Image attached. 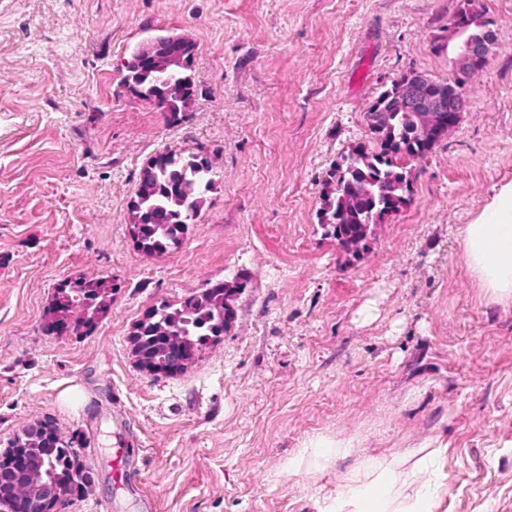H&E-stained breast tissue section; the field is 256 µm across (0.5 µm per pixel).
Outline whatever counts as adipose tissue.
I'll return each instance as SVG.
<instances>
[{
    "mask_svg": "<svg viewBox=\"0 0 512 512\" xmlns=\"http://www.w3.org/2000/svg\"><path fill=\"white\" fill-rule=\"evenodd\" d=\"M466 267L477 285L498 302H512V184L505 186L483 218L460 229ZM352 441L310 442L290 459L292 472L319 468L351 454ZM444 444L402 456L363 458L336 489L332 512H437L436 488L444 474Z\"/></svg>",
    "mask_w": 512,
    "mask_h": 512,
    "instance_id": "obj_1",
    "label": "adipose tissue"
}]
</instances>
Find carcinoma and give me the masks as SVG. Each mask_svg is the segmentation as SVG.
I'll use <instances>...</instances> for the list:
<instances>
[{"mask_svg": "<svg viewBox=\"0 0 512 512\" xmlns=\"http://www.w3.org/2000/svg\"><path fill=\"white\" fill-rule=\"evenodd\" d=\"M461 18L470 19L475 31L490 25L480 0H462V6L449 27H454ZM173 52L172 44L163 39L148 47L138 46L127 60L123 82L135 84L137 95L163 112L167 123L176 125L195 100L197 81L193 69L194 44L188 42L181 48L185 65L178 69L167 68ZM177 84L182 86L180 97L157 102L159 90ZM389 118L388 125L378 130L369 129L370 145L360 148L361 160L352 171H347L341 162L327 171L321 197L325 205L336 206V196L330 194L332 187L347 180L356 184L373 180L382 185L394 173L407 171L403 160L415 161L429 152L410 137L405 120L396 118L394 112L389 113ZM213 184L212 162L197 152L168 155L161 151L149 158L139 172L136 191L128 202V215L137 213L142 218L138 223L129 221L130 231L137 232L136 249L147 257H161L179 247L189 232L190 224L201 212L205 194ZM343 206L347 220L338 229L339 237L343 239L363 230L370 216L390 209L398 210L393 200L381 194L372 199L356 192L347 193ZM225 287L226 283L218 282L199 295L151 306L149 321L139 320L133 325L129 343L147 358L159 359L158 336L161 331L169 329L191 337L192 344L187 346V351H198L210 339L224 335L234 320L233 312L224 307ZM120 288L114 279L63 281L53 296L51 312L55 317L46 324V329L63 332L68 329L87 331L95 327L108 312L112 298ZM27 430L42 438L47 445L44 467L53 487L55 502H66L75 490L93 482V472L79 462L75 446L54 440L59 434L55 422L45 420L27 427Z\"/></svg>", "mask_w": 512, "mask_h": 512, "instance_id": "carcinoma-1", "label": "carcinoma"}]
</instances>
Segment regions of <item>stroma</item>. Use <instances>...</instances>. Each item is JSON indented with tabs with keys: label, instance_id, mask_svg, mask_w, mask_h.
I'll use <instances>...</instances> for the list:
<instances>
[{
	"label": "stroma",
	"instance_id": "stroma-1",
	"mask_svg": "<svg viewBox=\"0 0 512 512\" xmlns=\"http://www.w3.org/2000/svg\"><path fill=\"white\" fill-rule=\"evenodd\" d=\"M408 207L348 262L317 211L400 74L448 78L431 42L461 0H0V451L35 422L85 440L94 484L57 512H329L363 456L447 444L444 512H512V304L484 296L459 230L512 183V0ZM195 44L177 125L122 87L157 32ZM207 153L215 185L150 258L127 203L157 151ZM120 285L88 333L46 332L64 279ZM242 277L235 318L176 377L128 333L143 311ZM318 439L354 450L299 474Z\"/></svg>",
	"mask_w": 512,
	"mask_h": 512
}]
</instances>
